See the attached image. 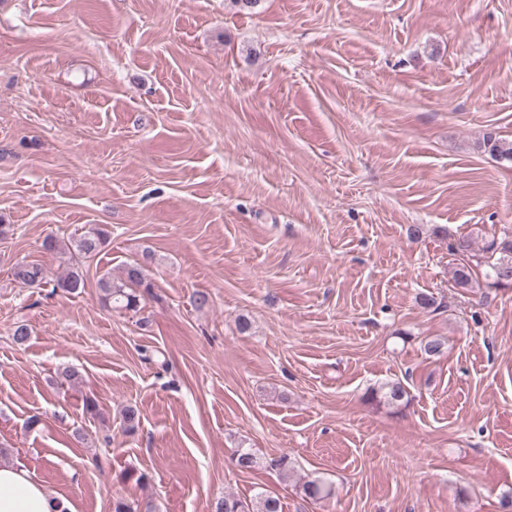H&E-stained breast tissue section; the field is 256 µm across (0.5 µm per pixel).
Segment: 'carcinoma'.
<instances>
[{"mask_svg":"<svg viewBox=\"0 0 512 512\" xmlns=\"http://www.w3.org/2000/svg\"><path fill=\"white\" fill-rule=\"evenodd\" d=\"M479 148L489 153L498 162L512 164V140L500 137L494 132L484 136ZM108 231L92 225L78 238L68 242L50 237L44 242V249L59 255L65 265L62 276L48 281L43 265L31 261H18L12 267L13 279L28 286L52 284V292L77 294L85 288L87 281V262L95 258L108 242ZM453 251L470 254L469 261L459 264L453 273L456 287L467 289L472 287L477 269L485 268L484 277L490 287H512V229L502 231L486 241L482 249L475 253L467 239L458 240L453 244ZM145 285L144 268L139 264L125 268L123 278L115 281L109 274L102 275L97 283L103 299L126 311H137L139 298L136 289ZM368 398L373 402L398 407L408 401V391L399 380H393L372 389ZM122 423L125 431L134 432L140 423L139 409L127 405L122 410ZM259 465L258 458L251 450L242 448L235 456V466L241 471H250ZM304 493L315 500L325 499L332 495V487L319 482L310 481L304 485ZM215 512H282L280 499L269 493L257 496L255 509L241 500L227 495L215 505Z\"/></svg>","mask_w":512,"mask_h":512,"instance_id":"cac0c4a2","label":"carcinoma"}]
</instances>
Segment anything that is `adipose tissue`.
<instances>
[{"instance_id": "adipose-tissue-1", "label": "adipose tissue", "mask_w": 512, "mask_h": 512, "mask_svg": "<svg viewBox=\"0 0 512 512\" xmlns=\"http://www.w3.org/2000/svg\"><path fill=\"white\" fill-rule=\"evenodd\" d=\"M64 507L23 466L0 467V512H63Z\"/></svg>"}]
</instances>
